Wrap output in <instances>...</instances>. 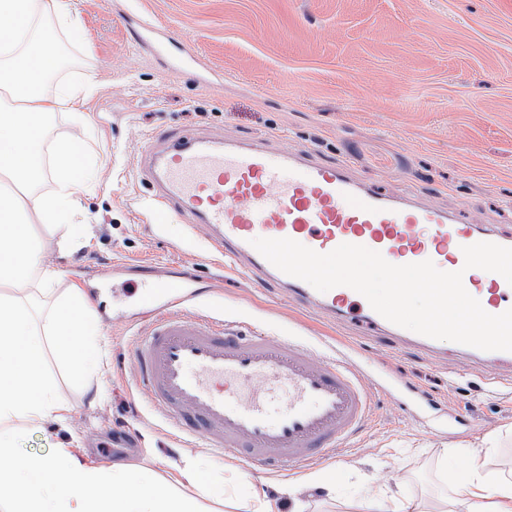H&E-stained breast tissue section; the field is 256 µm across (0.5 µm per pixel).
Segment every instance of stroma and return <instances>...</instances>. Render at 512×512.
Here are the masks:
<instances>
[{"label":"stroma","mask_w":512,"mask_h":512,"mask_svg":"<svg viewBox=\"0 0 512 512\" xmlns=\"http://www.w3.org/2000/svg\"><path fill=\"white\" fill-rule=\"evenodd\" d=\"M71 8L77 26L60 41L74 63L56 79L89 78L96 90L86 121L55 113L49 136L78 137L90 158L82 206L93 222L76 246L62 228L32 219L39 259L58 277L29 295L48 316L81 274L94 273L101 339L95 372L78 379L46 336L43 368L69 419L21 434L17 454L46 457L66 441L97 463L167 481L190 461L204 480H224V500L206 501L208 512H254L251 488L272 495L287 483L303 512H366L370 489L380 512H400L408 500L431 505L466 449L489 436L487 469L512 477V378L503 366L451 341L422 346L407 329L393 338L351 316L323 318L236 273L189 236L184 219L149 208L138 166L153 130L218 134L306 152L376 192L512 234V0H71ZM138 17L171 31L217 78L203 85L172 69L133 37ZM148 261L186 264L201 285H215L210 307L187 306L189 317L346 356L374 392L371 420L335 455L277 472L218 459L181 437L134 377L130 320L145 277L128 268ZM328 472L332 490L310 484Z\"/></svg>","instance_id":"1"}]
</instances>
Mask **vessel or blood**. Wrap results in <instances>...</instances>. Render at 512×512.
I'll return each mask as SVG.
<instances>
[{"label":"vessel or blood","instance_id":"obj_1","mask_svg":"<svg viewBox=\"0 0 512 512\" xmlns=\"http://www.w3.org/2000/svg\"><path fill=\"white\" fill-rule=\"evenodd\" d=\"M137 36L162 55L173 41L145 21ZM140 173L161 213L193 216L207 243L231 265L287 288L301 305L382 320L350 287L321 293L281 272L252 239L290 238L319 253L343 243L362 245L395 265L429 260L446 272L463 271L465 289L486 300L488 313L512 308V285L496 273L464 270L462 252L482 241L512 247L511 237L456 222L433 205L376 194L352 181L345 168L166 130L147 137ZM195 282L184 273L162 285L149 283L142 293L145 331L132 360L136 382L155 410L198 435L214 455L248 467H304L360 428L371 398L359 370L301 340L245 336L233 324L180 316Z\"/></svg>","mask_w":512,"mask_h":512}]
</instances>
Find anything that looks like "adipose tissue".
Here are the masks:
<instances>
[{"label":"adipose tissue","mask_w":512,"mask_h":512,"mask_svg":"<svg viewBox=\"0 0 512 512\" xmlns=\"http://www.w3.org/2000/svg\"><path fill=\"white\" fill-rule=\"evenodd\" d=\"M70 28V0H0V285H51L54 268L38 263L30 215L42 223L68 226L81 203L87 163L77 138L57 141L43 159L45 120L60 106L80 111L90 86L46 83L60 62L49 48L44 19ZM52 165L51 195H37L45 165ZM57 352L73 374L91 372L96 326L88 306L62 298L47 322ZM43 338L29 308L0 295V512H205L174 484L158 486L139 470L103 467L60 447L55 459H21L13 447L18 433L50 418L66 421L69 407L59 388L41 371ZM448 496L434 512H512V480L487 470L473 450L463 470L450 474Z\"/></svg>","instance_id":"obj_1"}]
</instances>
